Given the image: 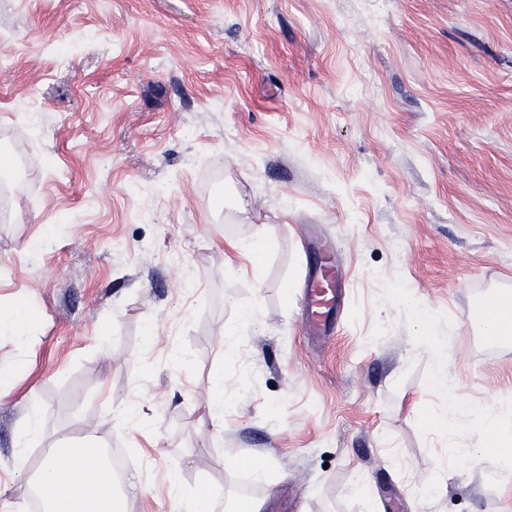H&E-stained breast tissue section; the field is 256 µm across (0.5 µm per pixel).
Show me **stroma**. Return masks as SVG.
Instances as JSON below:
<instances>
[{"label":"stroma","instance_id":"stroma-1","mask_svg":"<svg viewBox=\"0 0 512 512\" xmlns=\"http://www.w3.org/2000/svg\"><path fill=\"white\" fill-rule=\"evenodd\" d=\"M4 141L0 309L36 316L0 335L6 499L91 433L141 476L127 512H175L176 463L227 512H512V459L475 421L480 461L452 458L439 424L452 397L512 407V342L472 323L512 286V0H0ZM259 230L257 260L230 249ZM326 260L343 305L313 337ZM42 437V416L38 406L30 405L22 418L18 447L23 446L30 440Z\"/></svg>","mask_w":512,"mask_h":512}]
</instances>
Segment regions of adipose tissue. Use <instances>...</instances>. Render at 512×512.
Instances as JSON below:
<instances>
[{
    "mask_svg": "<svg viewBox=\"0 0 512 512\" xmlns=\"http://www.w3.org/2000/svg\"><path fill=\"white\" fill-rule=\"evenodd\" d=\"M26 497H39L46 512H125L128 497L140 488L137 474L116 480L96 441L47 449L34 474L23 476Z\"/></svg>",
    "mask_w": 512,
    "mask_h": 512,
    "instance_id": "adipose-tissue-1",
    "label": "adipose tissue"
}]
</instances>
